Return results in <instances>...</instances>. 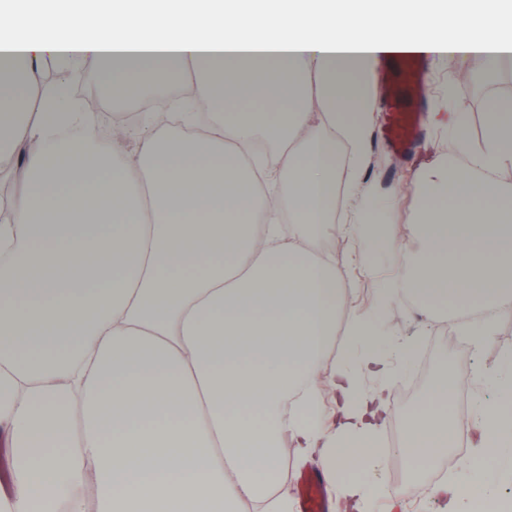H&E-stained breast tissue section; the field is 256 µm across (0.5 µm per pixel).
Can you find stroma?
I'll return each instance as SVG.
<instances>
[{"mask_svg":"<svg viewBox=\"0 0 512 512\" xmlns=\"http://www.w3.org/2000/svg\"><path fill=\"white\" fill-rule=\"evenodd\" d=\"M426 67L430 83L425 109L430 112L447 95L449 83L460 81L465 75H478L481 63L475 59L464 61L456 56H443L427 58ZM423 131L418 151L407 157L389 151L381 130H374L371 139L364 177L375 216L391 221L394 230L391 246L384 247L361 236L357 227L362 218L356 215L347 199H339L336 204V221L328 231L327 240L334 245L331 260L346 291L340 324L345 329L357 320L366 324L386 371L380 374L362 365L361 347L355 346L345 332L337 340L328 369L322 372L320 388L326 405L334 403L331 373L344 367H356L365 392L381 385L395 387L398 381L419 377L425 369L434 380L440 381L447 378L450 371L461 368L482 377L469 394L468 409L473 412L477 407L494 404L497 391L492 378L503 358L512 356V311L499 315L487 343L465 348L443 335L448 316L421 315L417 305L409 302L406 295L394 293L401 281L398 257L412 247L411 226L419 206L416 183L425 170L454 149L445 126L428 118ZM425 336L433 339L428 365L402 357L403 347H418ZM397 455L404 469L412 472V479L395 482L379 453L354 471V479L380 491L379 496L364 501L362 512H386L388 497L395 495L406 500V512H470L466 500L449 502L436 486L430 485L427 463L414 460L402 448Z\"/></svg>","mask_w":512,"mask_h":512,"instance_id":"stroma-1","label":"stroma"}]
</instances>
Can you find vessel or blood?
I'll use <instances>...</instances> for the list:
<instances>
[{"mask_svg":"<svg viewBox=\"0 0 512 512\" xmlns=\"http://www.w3.org/2000/svg\"><path fill=\"white\" fill-rule=\"evenodd\" d=\"M384 123L382 136L397 155L411 153L422 129V107L426 97L424 60L414 51H397L383 59ZM298 512H331L317 472L297 480Z\"/></svg>","mask_w":512,"mask_h":512,"instance_id":"b4317fda","label":"vessel or blood"}]
</instances>
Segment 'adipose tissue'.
Masks as SVG:
<instances>
[{
	"label": "adipose tissue",
	"instance_id": "1",
	"mask_svg": "<svg viewBox=\"0 0 512 512\" xmlns=\"http://www.w3.org/2000/svg\"><path fill=\"white\" fill-rule=\"evenodd\" d=\"M410 47L512 69V0H26L0 9V426L13 450L6 512H294L281 445L318 456L328 485L371 457L383 392L316 376L345 290L320 246L336 216L337 144L360 212L379 57ZM61 78L46 86L44 69ZM192 93L201 133H100L69 94ZM260 101V112L233 109ZM458 85L453 153L417 185L403 287L422 313L464 314L478 342L512 311V96L478 146ZM274 156L242 164L257 134ZM457 377L405 424L433 460L463 426ZM479 407L477 457L512 468V359Z\"/></svg>",
	"mask_w": 512,
	"mask_h": 512
}]
</instances>
